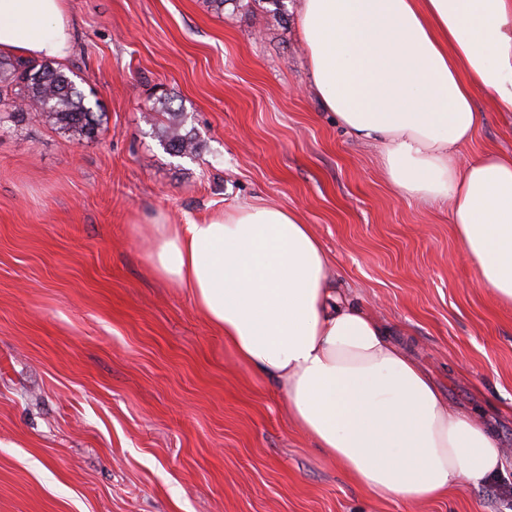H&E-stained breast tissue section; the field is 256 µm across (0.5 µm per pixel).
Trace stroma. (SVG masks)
I'll list each match as a JSON object with an SVG mask.
<instances>
[{
  "instance_id": "1",
  "label": "stroma",
  "mask_w": 512,
  "mask_h": 512,
  "mask_svg": "<svg viewBox=\"0 0 512 512\" xmlns=\"http://www.w3.org/2000/svg\"><path fill=\"white\" fill-rule=\"evenodd\" d=\"M297 0H66V63L102 131L70 142L0 124V512H512L498 486L409 505L351 482L291 422L176 285L145 217L183 224L238 201L299 211L338 287L379 314L450 407L512 449V312L465 258L449 207L397 193L309 85ZM185 113L190 158L157 138ZM466 156L512 151L477 92Z\"/></svg>"
}]
</instances>
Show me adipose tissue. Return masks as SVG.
<instances>
[{
  "label": "adipose tissue",
  "instance_id": "obj_1",
  "mask_svg": "<svg viewBox=\"0 0 512 512\" xmlns=\"http://www.w3.org/2000/svg\"><path fill=\"white\" fill-rule=\"evenodd\" d=\"M310 86L357 139L383 147L400 193L449 203L479 282L512 308V155L461 150L481 122L474 94L512 114V0H298ZM65 0H0V53L65 58ZM159 278L249 369L278 382L300 431L377 499L422 503L505 472L475 414L329 278L319 238L295 211L240 202L202 222L150 217Z\"/></svg>",
  "mask_w": 512,
  "mask_h": 512
}]
</instances>
